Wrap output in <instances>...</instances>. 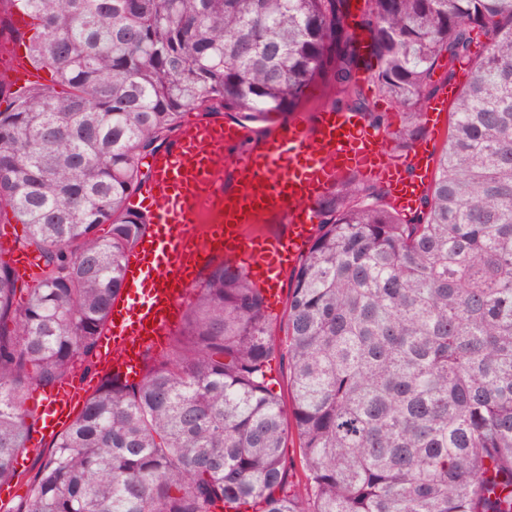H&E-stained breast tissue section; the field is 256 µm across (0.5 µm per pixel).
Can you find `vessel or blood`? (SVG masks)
Instances as JSON below:
<instances>
[{
    "label": "vessel or blood",
    "instance_id": "vessel-or-blood-1",
    "mask_svg": "<svg viewBox=\"0 0 512 512\" xmlns=\"http://www.w3.org/2000/svg\"><path fill=\"white\" fill-rule=\"evenodd\" d=\"M13 72L9 84L16 92L38 78L18 51ZM247 135V128L220 116L198 119L182 124L171 145L151 156L149 179L131 207L154 229L126 265L123 292L99 340L103 372L126 380L141 375L147 352L177 328L191 285L213 261L246 264L267 302L277 301L286 271L317 233L316 198L342 175L381 176L404 210L430 182L425 146L413 147L401 159L382 157L384 132L368 128L354 113L320 111L312 125L289 124L249 152L229 155L228 146ZM228 166L236 176L229 192L223 179ZM269 212L283 217L285 236L254 241L246 226ZM87 390L69 382L49 394L39 412L45 430L67 425Z\"/></svg>",
    "mask_w": 512,
    "mask_h": 512
}]
</instances>
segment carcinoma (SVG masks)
Segmentation results:
<instances>
[{"instance_id": "1", "label": "carcinoma", "mask_w": 512, "mask_h": 512, "mask_svg": "<svg viewBox=\"0 0 512 512\" xmlns=\"http://www.w3.org/2000/svg\"><path fill=\"white\" fill-rule=\"evenodd\" d=\"M39 22L42 84L0 111V221L39 272L0 260V512H512V0H365L378 93L412 147L441 78L469 79L409 214L357 176L316 203L288 296L291 407L267 376L274 319L241 265L194 288L142 378L93 389L34 473L32 389L94 366L146 217L127 205L183 111L255 123L297 102L344 0H10ZM487 42L477 56L479 36ZM335 110L389 127L344 50ZM296 435L303 488L282 448Z\"/></svg>"}]
</instances>
